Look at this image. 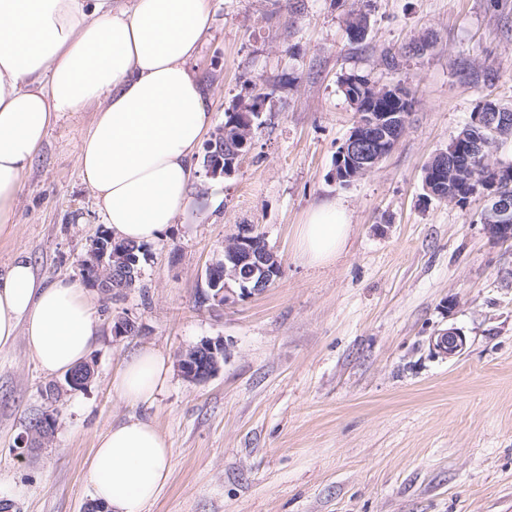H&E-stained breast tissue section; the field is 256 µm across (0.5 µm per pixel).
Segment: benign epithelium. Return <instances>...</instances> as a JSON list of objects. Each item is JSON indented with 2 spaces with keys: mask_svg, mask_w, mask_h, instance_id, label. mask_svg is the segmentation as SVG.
I'll return each mask as SVG.
<instances>
[{
  "mask_svg": "<svg viewBox=\"0 0 512 512\" xmlns=\"http://www.w3.org/2000/svg\"><path fill=\"white\" fill-rule=\"evenodd\" d=\"M394 101L404 98V92L395 85L361 87L360 94L349 96L351 105L358 110L356 122L347 138L336 152L335 176L353 182L373 171L393 150L409 121L410 113L372 112L368 103L379 99ZM263 98H253V104L241 109L225 129V142L231 145L232 156L223 161L207 154L204 164L206 175L211 178L224 176L250 147L255 134L252 114L262 117ZM470 124L480 135L469 138L468 152L464 155L443 150L437 153L430 165L442 177L434 181L424 179L427 196L438 197L443 186H448V201L457 202L473 194L470 190L475 175L481 178V194L488 200L483 211L486 233L498 241L512 239V197L498 190L501 179L512 176V170L494 165L487 160L486 149L503 138H512V114L496 104L483 102L472 113ZM260 235L251 227L243 226L238 233L224 240V257L214 259L205 270L209 291L203 301L222 307L235 297L247 298L263 293L281 275V262L268 245H257ZM133 251L125 246L109 243L104 246L95 240L82 258L85 279L97 289L105 300L118 297V292L132 287L138 278ZM138 329L128 317L112 319V335L129 336ZM432 349L448 358L461 355L466 338L456 327L437 331L430 337ZM224 339L205 338L178 353L177 367L181 376L192 383H202L220 373L224 364ZM94 377V367L85 363L64 374L61 381L49 387L51 395H60L69 389H82Z\"/></svg>",
  "mask_w": 512,
  "mask_h": 512,
  "instance_id": "benign-epithelium-1",
  "label": "benign epithelium"
}]
</instances>
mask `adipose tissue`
<instances>
[{
    "label": "adipose tissue",
    "mask_w": 512,
    "mask_h": 512,
    "mask_svg": "<svg viewBox=\"0 0 512 512\" xmlns=\"http://www.w3.org/2000/svg\"><path fill=\"white\" fill-rule=\"evenodd\" d=\"M208 0H0V237L14 231L21 178L61 112L95 108L78 162L115 239H157L187 209L198 150L212 124L208 91L190 64L211 27ZM351 226L342 203L302 224L309 263L341 253ZM98 323L83 284L39 278L28 258L0 272V350L24 339L43 371L64 373L92 351ZM171 374L146 346L113 380L121 402H146ZM171 444L131 417L96 442L93 497L109 512H142L169 478Z\"/></svg>",
    "instance_id": "obj_1"
}]
</instances>
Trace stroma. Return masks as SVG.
<instances>
[{"label": "stroma", "mask_w": 512, "mask_h": 512, "mask_svg": "<svg viewBox=\"0 0 512 512\" xmlns=\"http://www.w3.org/2000/svg\"><path fill=\"white\" fill-rule=\"evenodd\" d=\"M354 0H210L213 26L191 67L211 90L210 135L267 91L264 123L231 175H198L176 224L146 243L135 288L93 294L100 321L85 388L51 399L53 376L24 340L0 351V505L84 512L96 439L129 417L171 442V473L144 512H512V241L491 240L486 202L426 197V164L477 106H512V0H363L370 26L350 40ZM426 37L421 53L409 45ZM359 75L415 97L405 131L372 172L343 187L336 151L354 112L341 82ZM95 110L59 114L21 179L16 231L0 271L27 255L38 276L79 278L105 231L77 162ZM335 200L352 230L322 265L298 250L309 212ZM244 225L281 264L264 293L203 303V275ZM122 314L140 328L115 337ZM460 329L462 355L435 353ZM223 337L222 371L195 384L172 372L145 404L112 381L150 345L168 357ZM56 419L48 443L28 431ZM432 349L448 358L461 355L466 347V338L458 328L448 327L437 331L430 337Z\"/></svg>", "instance_id": "obj_1"}]
</instances>
